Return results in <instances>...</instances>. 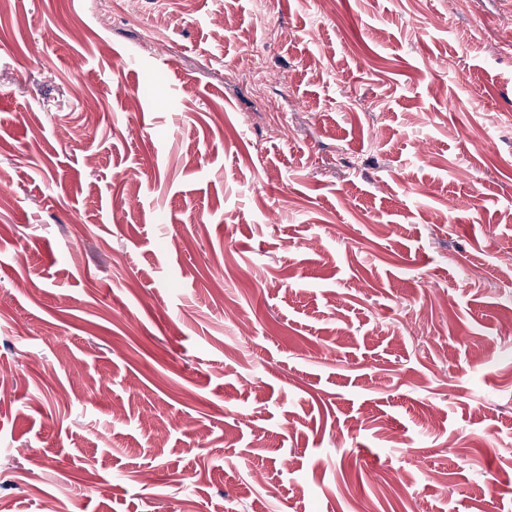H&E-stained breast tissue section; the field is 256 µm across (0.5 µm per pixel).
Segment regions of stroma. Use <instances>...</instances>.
Here are the masks:
<instances>
[{"label": "stroma", "mask_w": 512, "mask_h": 512, "mask_svg": "<svg viewBox=\"0 0 512 512\" xmlns=\"http://www.w3.org/2000/svg\"><path fill=\"white\" fill-rule=\"evenodd\" d=\"M87 2L0 8V512H512V0ZM274 76L267 70H254L246 75V81L253 95L261 100H268Z\"/></svg>", "instance_id": "obj_1"}]
</instances>
